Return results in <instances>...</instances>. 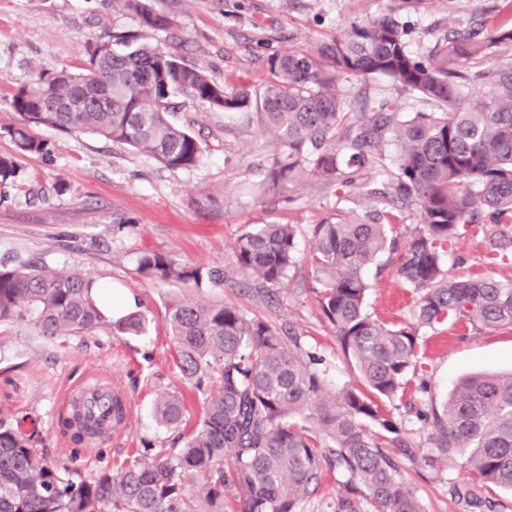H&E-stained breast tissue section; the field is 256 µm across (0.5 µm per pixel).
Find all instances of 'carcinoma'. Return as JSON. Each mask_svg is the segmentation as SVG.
I'll use <instances>...</instances> for the list:
<instances>
[{
	"label": "carcinoma",
	"instance_id": "carcinoma-1",
	"mask_svg": "<svg viewBox=\"0 0 512 512\" xmlns=\"http://www.w3.org/2000/svg\"><path fill=\"white\" fill-rule=\"evenodd\" d=\"M141 16L140 32L96 38L85 45L86 63L73 72L43 69L12 96L21 120L6 129L16 155L50 154L32 129L91 133L127 145L169 168L196 165L203 145L171 120L182 96L214 111L255 110L276 133L275 153L262 189L275 194L303 173L344 185L384 159L396 143V198L414 205L419 224L399 227L398 216L376 207L363 219L336 213L314 227L307 264L311 289L363 388L330 390L304 360L298 334H283L260 318H247L224 301L179 298L166 305V328L175 363L187 379L215 378L195 427L182 444L146 448L130 464L74 480L49 461L33 438L0 426V512H224L232 490L241 512H301L317 489L324 466L346 472L336 512H360L359 498L376 512H423L399 466L377 436L394 435L402 455L414 443L383 410L381 400L405 392L416 366V329L444 320L476 330L512 325V282L492 276L448 275L446 259L468 226L482 225L488 258L512 253V62L489 70L474 64L501 45H512V0H498L507 15L495 34L469 26L436 43L425 57L408 48L398 11L417 13L427 0H386L367 21L352 22L341 38L307 51L275 50L264 60L268 80L258 91L233 92L172 53L158 51L153 32L172 20L143 0H122ZM384 78L436 107L401 119L403 104L371 100L360 133L337 137L349 118L339 81ZM16 155L0 156V182L17 174ZM295 230L261 224L237 239L230 269L189 267L147 250L138 259L144 276L219 288L244 276L268 294L285 289L296 267ZM413 294L411 320L388 327L366 310L367 267L382 256ZM95 278L60 272L36 262H0V324L23 323L49 339L89 334L108 326L137 336L147 320L136 311L107 319L91 296ZM187 408L180 394L157 396L158 425L178 429ZM424 466L448 459L485 483L512 490V373L461 379L440 411H432Z\"/></svg>",
	"mask_w": 512,
	"mask_h": 512
}]
</instances>
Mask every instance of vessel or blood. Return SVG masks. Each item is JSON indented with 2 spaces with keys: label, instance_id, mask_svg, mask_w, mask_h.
<instances>
[{
  "label": "vessel or blood",
  "instance_id": "b4317fda",
  "mask_svg": "<svg viewBox=\"0 0 512 512\" xmlns=\"http://www.w3.org/2000/svg\"><path fill=\"white\" fill-rule=\"evenodd\" d=\"M126 394L109 384L89 383L70 393L62 403L66 412L79 414L82 424L91 429L88 446H97L101 434L117 435L127 425L126 419L117 417L116 407H128Z\"/></svg>",
  "mask_w": 512,
  "mask_h": 512
}]
</instances>
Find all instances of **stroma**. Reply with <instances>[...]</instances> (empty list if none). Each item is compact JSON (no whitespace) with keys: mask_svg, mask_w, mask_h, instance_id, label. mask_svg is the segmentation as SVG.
I'll use <instances>...</instances> for the list:
<instances>
[{"mask_svg":"<svg viewBox=\"0 0 512 512\" xmlns=\"http://www.w3.org/2000/svg\"><path fill=\"white\" fill-rule=\"evenodd\" d=\"M175 20L171 32L159 31L154 44L203 69L226 89L246 83L260 87L263 63L275 49H306L344 33L354 21L373 17L383 0H147ZM494 0H429L408 19L409 46L423 55L458 23L476 18L487 33L499 19ZM140 18L120 0H0V155L14 153L4 130L20 116L11 97L38 70H79L84 45L92 38L136 31ZM340 93L351 109L363 111L366 99L382 94L401 99L403 118L431 111L420 97L382 78L342 79ZM173 120L202 142L203 154L190 169H171L128 146L90 133L65 135L39 128L51 144L50 156L18 157L13 182L0 186V260H39L58 270H77L117 285L134 295L136 309L148 319L139 336H115L109 327L94 333L48 340L27 325L0 327V425L21 426L34 435L45 457L67 466L75 478L127 465L144 443L170 445L177 430L157 425L159 393L180 392L198 419L202 386L184 380L173 360L165 303L185 296L205 303L235 305L247 317L277 328H294L303 349L319 356L328 389L359 385L353 362L336 342L310 288L306 255L315 224L343 211L363 217L367 191H389L392 165L363 171L354 185L327 184L302 175L284 193L258 195L261 178L275 149L272 134L260 128L256 114H224L180 99ZM295 227L297 266L284 292L268 300L249 288H221L154 281L142 276L138 258L153 250L183 265L226 268L236 261L238 237L258 224ZM482 230H464L447 260L451 274L491 275L512 281V257L489 261ZM370 289L366 308L372 318L390 324L409 320L413 295L397 279L394 264L378 262L366 272ZM512 371V326L475 331L450 322L417 332L415 372L405 394L386 403L393 420L417 442V460L399 458L400 468L424 512H512V491L467 475L460 461L439 473L419 467L427 455L423 414L440 407L458 378L473 372ZM112 382L131 401L127 429L95 452L70 458L56 428L59 409L72 390L96 380Z\"/></svg>","mask_w":512,"mask_h":512,"instance_id":"stroma-1","label":"stroma"}]
</instances>
